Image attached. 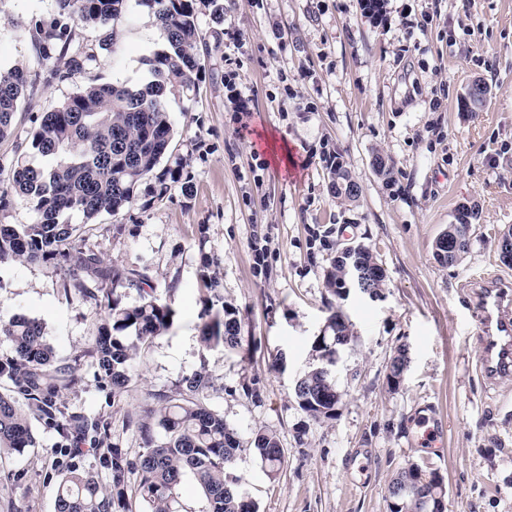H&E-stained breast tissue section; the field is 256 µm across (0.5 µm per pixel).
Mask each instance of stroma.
<instances>
[{
  "label": "stroma",
  "instance_id": "obj_1",
  "mask_svg": "<svg viewBox=\"0 0 512 512\" xmlns=\"http://www.w3.org/2000/svg\"><path fill=\"white\" fill-rule=\"evenodd\" d=\"M54 0H0V68L34 66L19 32L50 19ZM116 43L90 70L37 84L23 100L0 162L28 143L32 119L90 81L144 83L163 48L151 10L128 0ZM200 34L221 32L197 96L171 98L172 162L193 190L160 199L149 184L114 216L85 225L88 248L106 265L149 277L171 301L174 326L139 353L127 387L106 404L92 342L103 307L42 263L0 265V310L40 320L60 364L78 377L60 397L103 413L107 443L129 459L143 448L126 425L156 394L200 369L212 380L203 402L243 442L232 465L259 512H389L388 486L408 463L442 474L446 512H512V377L478 369V291L494 277L512 285L498 239L512 226V0H224L221 24L201 16ZM490 95L474 112L462 100L473 80ZM383 155L392 179L372 160ZM360 189L355 203L328 189L332 163ZM481 213L464 258L437 262L434 241L461 203ZM370 245L386 273L384 296L338 298L326 284L329 245ZM219 261L225 304L239 311L251 359L200 340L208 294L199 257ZM342 311L355 335L335 368L336 416L316 421L294 386L321 366L313 341ZM408 364L387 382L398 347ZM255 382L260 400L247 398ZM270 428L285 450L269 479L249 446ZM38 444L0 455V512H54L58 485L46 474L56 437L40 423Z\"/></svg>",
  "mask_w": 512,
  "mask_h": 512
}]
</instances>
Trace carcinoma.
Here are the masks:
<instances>
[{
	"instance_id": "obj_1",
	"label": "carcinoma",
	"mask_w": 512,
	"mask_h": 512,
	"mask_svg": "<svg viewBox=\"0 0 512 512\" xmlns=\"http://www.w3.org/2000/svg\"><path fill=\"white\" fill-rule=\"evenodd\" d=\"M127 0H55L52 20L33 19L25 29L38 65L49 77L66 81L96 60V51H109L117 38L116 21ZM153 13L163 34L164 48L147 59L152 79L145 84L90 83L52 109L34 117L30 150H16L6 164L0 163V211L14 201L23 202L34 214L31 224L0 225V263L42 262L57 270L84 277L76 287L86 301H99L103 284L126 281L144 289L147 279L123 277L103 265L100 257L82 247L84 225L102 215H116L136 200L138 189L155 178L153 194L164 197L171 184L183 193L192 185L182 180L180 167L160 168L168 155L174 132L166 109L169 97L197 95L205 72L202 56L219 49L221 36L213 33L214 45L201 44L199 14L203 10L221 22L224 0H141ZM99 31L97 49L76 41L74 26ZM28 86L26 65L17 63L0 73V140L11 129L14 115ZM479 209L462 203L456 208L453 228L470 233ZM79 217L82 222H74ZM355 259L367 273L368 286L382 292L385 271L367 244L358 245ZM202 283L216 302H224L216 259L202 251ZM327 287L339 295L345 290L344 264L331 261ZM171 304L147 295L134 306L112 301L98 335L94 337L96 379L106 400L119 394L135 373L139 351L173 325ZM9 353L0 356V382L10 389L0 392V453L35 445L31 420L58 437V465L48 478L58 483L55 512H133L125 488V474L136 470L140 481L136 498L150 512H178L179 490L186 474L194 476L207 502L206 512H258L255 501L245 502L244 488L231 465L241 452L237 433L224 423V415L200 399L210 385L206 370L182 379L173 395H154L150 409L154 423L128 421L136 427L143 453L134 461L122 449H108L112 489H107L89 470L74 460L76 441H100L108 430L102 415L89 416L64 405L63 389L79 382L68 368L56 364L44 325L24 315L0 314V340ZM202 342L209 350L238 353L252 341L241 336L238 312L227 306L206 321ZM336 379L324 369L304 373L294 397L298 408L314 420L336 416ZM270 479L277 478L285 452L277 433L256 429L250 441ZM403 480L392 482L398 508L390 512H426L424 497L435 486L436 473H425L416 463L402 470Z\"/></svg>"
}]
</instances>
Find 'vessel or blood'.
I'll return each mask as SVG.
<instances>
[{
  "instance_id": "1",
  "label": "vessel or blood",
  "mask_w": 512,
  "mask_h": 512,
  "mask_svg": "<svg viewBox=\"0 0 512 512\" xmlns=\"http://www.w3.org/2000/svg\"><path fill=\"white\" fill-rule=\"evenodd\" d=\"M479 363L492 377L512 372V304L506 303L498 285L491 280L479 281Z\"/></svg>"
}]
</instances>
